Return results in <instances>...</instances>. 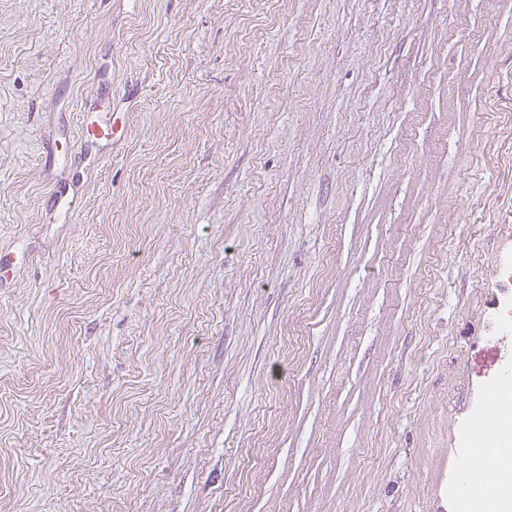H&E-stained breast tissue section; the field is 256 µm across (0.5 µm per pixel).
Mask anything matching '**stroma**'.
Returning <instances> with one entry per match:
<instances>
[{
	"label": "stroma",
	"instance_id": "35a3bbf8",
	"mask_svg": "<svg viewBox=\"0 0 512 512\" xmlns=\"http://www.w3.org/2000/svg\"><path fill=\"white\" fill-rule=\"evenodd\" d=\"M510 252L512 0H0V512H457ZM125 124L117 119H95L88 118L81 125L80 135L83 140L96 141H120L125 136Z\"/></svg>",
	"mask_w": 512,
	"mask_h": 512
}]
</instances>
